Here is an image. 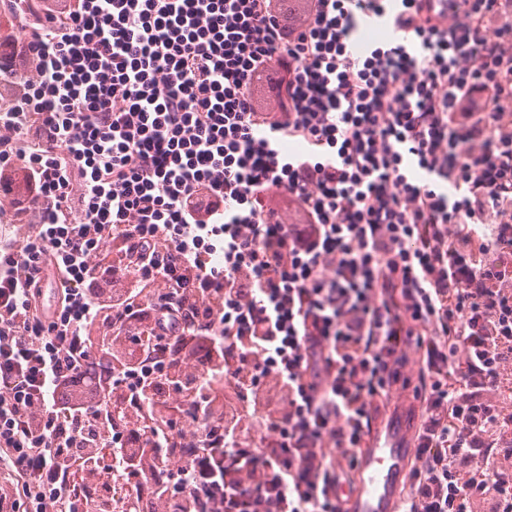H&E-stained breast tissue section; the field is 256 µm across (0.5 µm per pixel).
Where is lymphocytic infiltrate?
<instances>
[{"label":"lymphocytic infiltrate","mask_w":512,"mask_h":512,"mask_svg":"<svg viewBox=\"0 0 512 512\" xmlns=\"http://www.w3.org/2000/svg\"><path fill=\"white\" fill-rule=\"evenodd\" d=\"M431 2L19 18L0 512H341L336 461L397 385L422 404L402 512H512V0ZM374 19L392 38L354 53Z\"/></svg>","instance_id":"obj_1"}]
</instances>
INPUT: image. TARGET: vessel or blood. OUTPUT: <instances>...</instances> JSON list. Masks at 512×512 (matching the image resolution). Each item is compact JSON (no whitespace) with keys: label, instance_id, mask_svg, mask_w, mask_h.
Here are the masks:
<instances>
[{"label":"vessel or blood","instance_id":"obj_1","mask_svg":"<svg viewBox=\"0 0 512 512\" xmlns=\"http://www.w3.org/2000/svg\"><path fill=\"white\" fill-rule=\"evenodd\" d=\"M411 423L402 408L390 420L375 422L358 454L345 512H399L413 454Z\"/></svg>","mask_w":512,"mask_h":512}]
</instances>
